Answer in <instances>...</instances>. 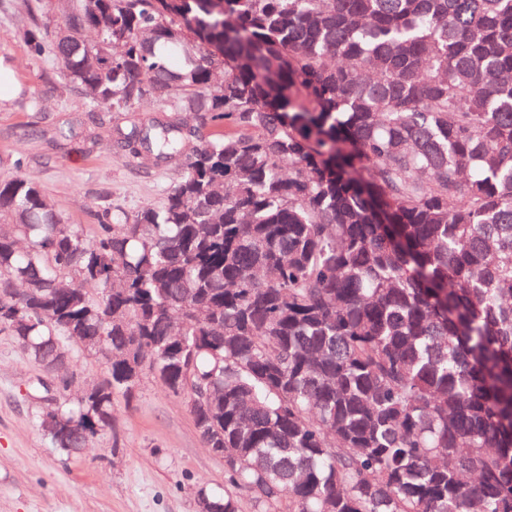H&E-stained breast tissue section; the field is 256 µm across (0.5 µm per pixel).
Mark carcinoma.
I'll return each instance as SVG.
<instances>
[{"label": "carcinoma", "instance_id": "cac0c4a2", "mask_svg": "<svg viewBox=\"0 0 512 512\" xmlns=\"http://www.w3.org/2000/svg\"><path fill=\"white\" fill-rule=\"evenodd\" d=\"M64 29L92 111L169 112L117 147L178 166L92 237L0 182V331L48 373L112 360L39 409L51 445L150 376L224 449L215 512H512V0H70ZM75 370V386L72 388V394L78 392L80 387L98 382L105 376V366L101 359L82 352L75 354Z\"/></svg>", "mask_w": 512, "mask_h": 512}]
</instances>
